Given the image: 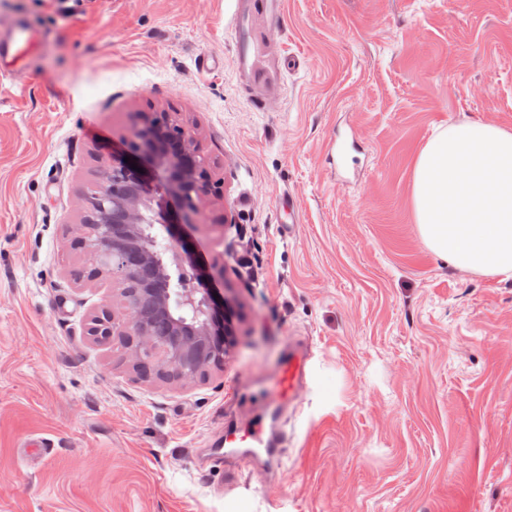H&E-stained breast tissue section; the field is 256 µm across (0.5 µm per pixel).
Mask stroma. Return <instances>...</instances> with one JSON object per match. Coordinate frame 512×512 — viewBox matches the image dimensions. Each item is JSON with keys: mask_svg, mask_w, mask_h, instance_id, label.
I'll use <instances>...</instances> for the list:
<instances>
[{"mask_svg": "<svg viewBox=\"0 0 512 512\" xmlns=\"http://www.w3.org/2000/svg\"><path fill=\"white\" fill-rule=\"evenodd\" d=\"M58 2L0 0L1 34L43 36L0 81V512H512V276L438 257L413 201L440 130L512 129V0H282L273 41L250 0L270 62H299L267 103L226 0ZM142 112L190 130L215 182L186 233L224 274L229 336L190 384L88 336L121 290L72 275L84 187ZM292 343L311 355L281 464L204 470L194 449L257 414Z\"/></svg>", "mask_w": 512, "mask_h": 512, "instance_id": "35a3bbf8", "label": "stroma"}]
</instances>
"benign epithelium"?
<instances>
[{
    "instance_id": "obj_1",
    "label": "benign epithelium",
    "mask_w": 512,
    "mask_h": 512,
    "mask_svg": "<svg viewBox=\"0 0 512 512\" xmlns=\"http://www.w3.org/2000/svg\"><path fill=\"white\" fill-rule=\"evenodd\" d=\"M133 138L135 150L112 152V161L83 192L86 215L76 241L89 261L76 280L91 284L102 277L127 284L142 280L157 309L165 312L172 298L163 284L174 288L178 303L200 313L188 335L213 350L224 351V289L207 264L196 254L184 226L197 220L201 203L213 190L208 160L193 136L172 121L160 122L151 115L139 116ZM130 161H124V158ZM137 164L142 171L131 168ZM159 233L164 248L147 232ZM105 329L90 335L148 336L135 305H125L120 318L106 312ZM195 350L190 342L175 344L163 365L178 368V380L198 376L197 364H183Z\"/></svg>"
}]
</instances>
